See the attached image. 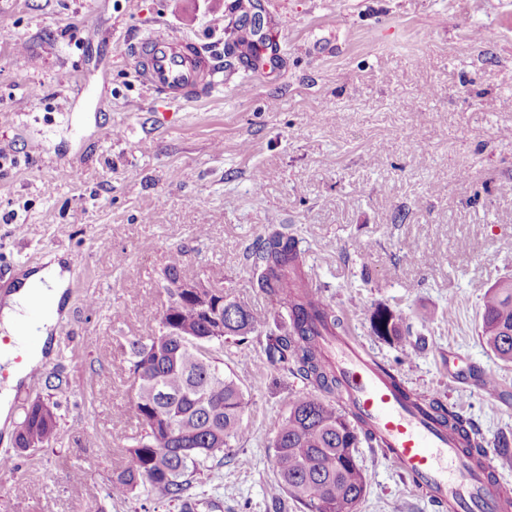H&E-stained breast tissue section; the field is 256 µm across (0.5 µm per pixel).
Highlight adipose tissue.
<instances>
[{
  "label": "adipose tissue",
  "mask_w": 512,
  "mask_h": 512,
  "mask_svg": "<svg viewBox=\"0 0 512 512\" xmlns=\"http://www.w3.org/2000/svg\"><path fill=\"white\" fill-rule=\"evenodd\" d=\"M68 279L69 273L64 263L50 256L44 260L41 268L22 277L15 290L0 300V334L17 336L26 332L38 340L34 346H0V365L5 366L9 373L5 386L0 388V425L9 418L14 389L26 379L30 363L44 356L42 344L48 340L54 326L52 312L60 305ZM36 302L49 309L50 314L32 321L27 313Z\"/></svg>",
  "instance_id": "ef3b65f1"
}]
</instances>
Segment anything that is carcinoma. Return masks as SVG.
<instances>
[{
	"label": "carcinoma",
	"instance_id": "1",
	"mask_svg": "<svg viewBox=\"0 0 512 512\" xmlns=\"http://www.w3.org/2000/svg\"><path fill=\"white\" fill-rule=\"evenodd\" d=\"M225 54L240 51L257 58L258 47L248 31L231 30ZM252 284L273 303L276 328L260 341L266 359L300 376L310 392L288 398L287 412L271 447L276 490L300 502L307 512H357L366 491V477L357 461V448L369 435L333 401L340 381L323 360L319 336L342 329L336 310L313 284L299 240L288 225H272L245 254ZM167 303L158 330L128 342L130 372L138 381L135 411L141 431L126 449L124 466L107 487L111 497L132 493L154 504L181 500L201 468L223 460L243 435L247 401L236 379L224 374L205 348L226 339L245 342L257 331L251 312L234 303V318L225 304L212 301L210 314L183 294L166 289ZM224 320V335H212L214 319ZM377 335L403 339L400 320L387 310L373 317ZM481 336L501 361L512 363V278L485 293ZM407 398L435 412L440 425L463 441V452L483 457L481 441L469 434L467 423L436 397L410 392ZM54 407L35 400L24 407L16 432V448H49L55 440Z\"/></svg>",
	"mask_w": 512,
	"mask_h": 512
}]
</instances>
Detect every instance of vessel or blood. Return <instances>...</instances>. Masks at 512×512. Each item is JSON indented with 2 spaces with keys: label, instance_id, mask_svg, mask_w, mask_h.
Returning a JSON list of instances; mask_svg holds the SVG:
<instances>
[{
  "label": "vessel or blood",
  "instance_id": "obj_1",
  "mask_svg": "<svg viewBox=\"0 0 512 512\" xmlns=\"http://www.w3.org/2000/svg\"><path fill=\"white\" fill-rule=\"evenodd\" d=\"M129 57L136 79L168 104L206 97L222 71L220 60L195 41L172 32L133 36ZM325 360L342 382L339 407L370 428L375 452L424 494L438 512H503L499 467L486 459L473 468L431 412L416 408L393 387L377 357L352 333L325 337Z\"/></svg>",
  "mask_w": 512,
  "mask_h": 512
}]
</instances>
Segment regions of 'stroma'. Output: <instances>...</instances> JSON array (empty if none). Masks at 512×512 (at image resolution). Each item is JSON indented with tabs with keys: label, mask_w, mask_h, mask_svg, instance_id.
Here are the masks:
<instances>
[{
	"label": "stroma",
	"mask_w": 512,
	"mask_h": 512,
	"mask_svg": "<svg viewBox=\"0 0 512 512\" xmlns=\"http://www.w3.org/2000/svg\"><path fill=\"white\" fill-rule=\"evenodd\" d=\"M227 3L0 0V272L51 254L71 272L11 409L57 403L56 440L0 474V512H142L104 492L139 432L128 342L157 330L177 250L183 277L273 327L242 258L270 224L292 226L314 284L406 387L460 408L486 452L512 443V364L481 339L484 295L512 277V0H267L278 70L154 102L128 36L165 28L220 56ZM380 307L406 342L374 333ZM207 354L245 394V436L159 512H305L276 498L270 443L306 384L255 336ZM357 460L358 512H434L371 448Z\"/></svg>",
	"instance_id": "stroma-1"
}]
</instances>
